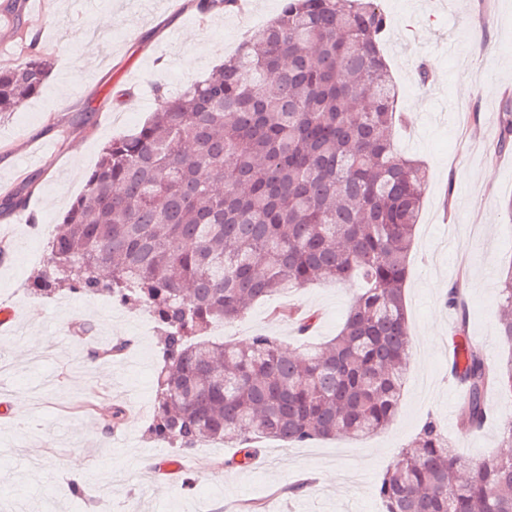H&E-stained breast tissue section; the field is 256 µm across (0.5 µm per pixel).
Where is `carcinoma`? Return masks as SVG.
I'll use <instances>...</instances> for the list:
<instances>
[{"instance_id":"obj_1","label":"carcinoma","mask_w":512,"mask_h":512,"mask_svg":"<svg viewBox=\"0 0 512 512\" xmlns=\"http://www.w3.org/2000/svg\"><path fill=\"white\" fill-rule=\"evenodd\" d=\"M233 0H197L202 15ZM379 0H283L204 78L161 100L136 132L115 138L84 194L49 241L32 283L39 295H107L151 309L164 365L148 433L189 451L230 440L239 467L253 437L308 445L363 439L394 419L411 339L403 292L426 169L395 145L398 90L380 52ZM52 70L41 52L0 67V113L39 94ZM498 151H512V108ZM357 281L331 340L297 353L273 336L227 345L211 325L292 287ZM495 365L464 341L455 372L467 397L464 433L488 418L487 396L512 397V262L500 280ZM278 315L308 332L313 313ZM385 512H512V455L461 458L426 421L382 476Z\"/></svg>"}]
</instances>
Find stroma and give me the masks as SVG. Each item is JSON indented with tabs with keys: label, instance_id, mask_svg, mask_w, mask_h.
<instances>
[{
	"label": "stroma",
	"instance_id": "stroma-1",
	"mask_svg": "<svg viewBox=\"0 0 512 512\" xmlns=\"http://www.w3.org/2000/svg\"><path fill=\"white\" fill-rule=\"evenodd\" d=\"M390 36L384 52L399 87V130L406 155L428 170L424 205L410 253L405 301L411 336L408 381L398 413L364 440L336 436L301 446L260 440L246 469L231 466L237 446L213 444L188 453L150 438L158 327L142 307L125 306L102 321L101 295L36 299L26 291L37 257L85 188L103 146L135 132L159 108L156 85L169 94L204 77L244 37L276 16L280 0H248L244 11L200 15L191 0H50L32 15L29 0H0V65L33 51L50 54L51 77L17 112L0 114V197L19 191L21 210L0 212L6 259L0 263V308L19 334L0 335V377L7 400L29 401L28 432L13 411L0 416V512H382L377 486L428 418L441 422L458 452L502 451L500 428L512 400L487 399L482 429L458 431L448 362L457 330L449 288L462 283L467 334L490 363L504 355L496 313L501 271L512 260V154L497 155L500 115L512 105V0H383ZM104 27L102 37L94 28ZM195 40H188V33ZM432 61L428 82L421 63ZM357 288L317 284L254 304L226 324L238 344L274 336L288 348L336 336ZM292 304L317 322L301 339L278 316ZM91 324L85 337L76 326ZM127 344L118 371L87 358L89 344ZM122 406L121 428L99 437L103 409ZM83 462V496H73L67 468ZM178 465L164 474L160 463Z\"/></svg>",
	"mask_w": 512,
	"mask_h": 512
}]
</instances>
